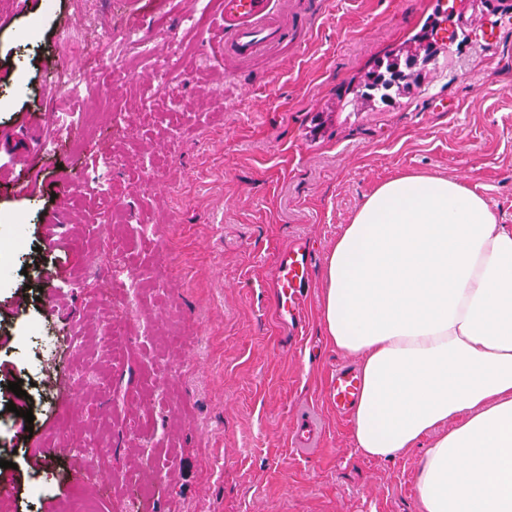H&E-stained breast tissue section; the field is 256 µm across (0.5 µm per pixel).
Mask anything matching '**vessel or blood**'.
Segmentation results:
<instances>
[{"mask_svg": "<svg viewBox=\"0 0 512 512\" xmlns=\"http://www.w3.org/2000/svg\"><path fill=\"white\" fill-rule=\"evenodd\" d=\"M225 55L250 60L265 55L278 44L287 42L290 32L275 14L272 0H222ZM34 149H19L13 168L18 191H25L32 171ZM277 311L288 319L296 311L308 285L309 257L301 247L278 254L276 261ZM360 397V378L356 369H337L331 386V399L339 414L351 412Z\"/></svg>", "mask_w": 512, "mask_h": 512, "instance_id": "1", "label": "vessel or blood"}]
</instances>
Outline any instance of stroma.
I'll list each match as a JSON object with an SVG mask.
<instances>
[{
  "label": "stroma",
  "mask_w": 512,
  "mask_h": 512,
  "mask_svg": "<svg viewBox=\"0 0 512 512\" xmlns=\"http://www.w3.org/2000/svg\"><path fill=\"white\" fill-rule=\"evenodd\" d=\"M189 3L15 0L0 16V134L45 112L46 58L80 65L53 44L64 24L95 42L154 29L161 13L166 40L194 52L165 91L140 63L112 90L113 124L85 128L75 150L59 140L26 192L11 178L13 145H0V243L25 242L0 270V463H10L0 483L11 510L61 512L84 449L105 448L115 475L149 454L153 493L104 483L99 512H419V449L363 458L331 403L332 373L356 360L321 327L323 262L362 200L402 172L465 180L512 225V0H479L467 12L475 34L439 45L447 70L383 108L338 95L430 35L436 0H274L292 38L249 61L225 57L219 12L204 33L186 30ZM108 140L123 153L111 200L92 181ZM63 209L69 222L50 227ZM114 210L128 223L105 222ZM85 228L111 234L117 252L78 242ZM298 244L313 258L310 283L284 324L274 259ZM133 277L146 287L130 312ZM109 321L123 328L114 362ZM78 323L88 334L76 341ZM304 420L316 440L298 448ZM47 447L60 451L51 465Z\"/></svg>",
  "instance_id": "1"
}]
</instances>
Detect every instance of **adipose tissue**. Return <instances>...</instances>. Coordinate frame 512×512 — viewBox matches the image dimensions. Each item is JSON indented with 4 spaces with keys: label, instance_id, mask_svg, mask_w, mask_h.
Returning <instances> with one entry per match:
<instances>
[{
    "label": "adipose tissue",
    "instance_id": "1",
    "mask_svg": "<svg viewBox=\"0 0 512 512\" xmlns=\"http://www.w3.org/2000/svg\"><path fill=\"white\" fill-rule=\"evenodd\" d=\"M320 319L358 360L357 453L423 446L420 512H512V225L461 181H384L325 258Z\"/></svg>",
    "mask_w": 512,
    "mask_h": 512
}]
</instances>
